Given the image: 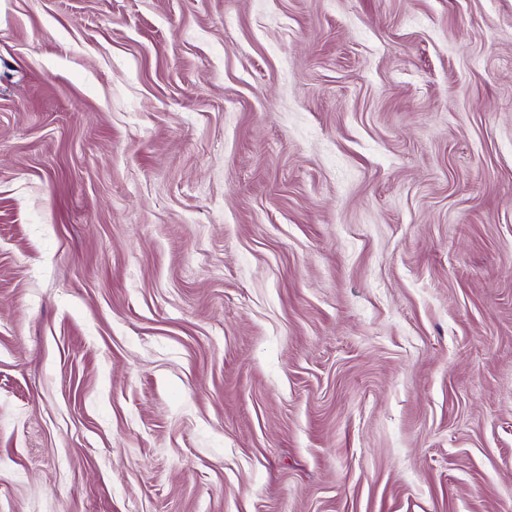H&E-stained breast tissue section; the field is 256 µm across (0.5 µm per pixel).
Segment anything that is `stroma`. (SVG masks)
<instances>
[{
  "instance_id": "stroma-1",
  "label": "stroma",
  "mask_w": 512,
  "mask_h": 512,
  "mask_svg": "<svg viewBox=\"0 0 512 512\" xmlns=\"http://www.w3.org/2000/svg\"><path fill=\"white\" fill-rule=\"evenodd\" d=\"M0 512H512V0H0Z\"/></svg>"
}]
</instances>
